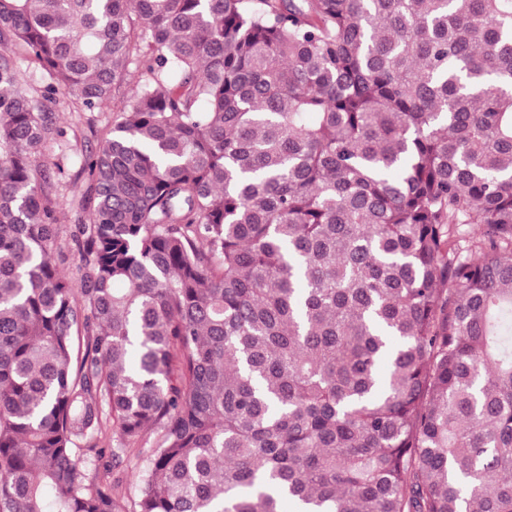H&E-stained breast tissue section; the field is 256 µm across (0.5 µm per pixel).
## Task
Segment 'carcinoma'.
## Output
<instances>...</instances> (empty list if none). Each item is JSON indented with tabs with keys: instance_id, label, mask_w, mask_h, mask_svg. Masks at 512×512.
Here are the masks:
<instances>
[{
	"instance_id": "1",
	"label": "carcinoma",
	"mask_w": 512,
	"mask_h": 512,
	"mask_svg": "<svg viewBox=\"0 0 512 512\" xmlns=\"http://www.w3.org/2000/svg\"><path fill=\"white\" fill-rule=\"evenodd\" d=\"M5 40L0 512H122L108 428L160 430L134 512H512V0H0ZM132 73L72 281L37 96Z\"/></svg>"
}]
</instances>
